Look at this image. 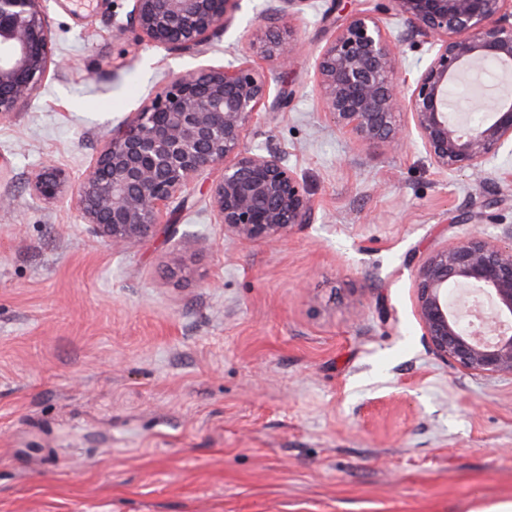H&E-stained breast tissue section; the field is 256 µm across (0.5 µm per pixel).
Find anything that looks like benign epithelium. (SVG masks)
Returning a JSON list of instances; mask_svg holds the SVG:
<instances>
[{
	"mask_svg": "<svg viewBox=\"0 0 512 512\" xmlns=\"http://www.w3.org/2000/svg\"><path fill=\"white\" fill-rule=\"evenodd\" d=\"M46 0H0V118L15 112L53 63ZM127 28L149 46L195 54L227 28L239 0H128ZM411 37L429 45L406 72L381 18L357 12L335 27L314 55L324 112L336 128L370 146L419 144L448 171H482L512 146V96L478 85L492 104L483 115L455 111L449 92L459 78L492 63L512 72V0H392ZM302 44L289 26L259 28L236 66L199 67L171 75L150 103L112 135L75 188L47 167L34 191L47 200L70 191L84 223L101 239L135 247L205 171L218 223L242 240L275 242L309 224L312 203L281 156L246 147L259 111L285 109L292 94L257 61H288ZM464 224H497L486 211ZM509 245L470 237L429 254L415 274L424 336L443 360L466 372L512 378V227Z\"/></svg>",
	"mask_w": 512,
	"mask_h": 512,
	"instance_id": "7a95c632",
	"label": "benign epithelium"
}]
</instances>
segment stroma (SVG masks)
Wrapping results in <instances>:
<instances>
[{"mask_svg": "<svg viewBox=\"0 0 512 512\" xmlns=\"http://www.w3.org/2000/svg\"><path fill=\"white\" fill-rule=\"evenodd\" d=\"M240 0L190 55L118 32L126 0H48L55 64L0 119V512H494L512 502V379L432 352L415 272L433 251L512 225V153L478 174L338 131L313 61H271L289 108L249 148L279 153L313 221L278 242L214 219L199 177L132 249L93 236L81 177L170 74L237 62L261 14L318 48L368 11L415 48L389 0ZM332 19H325V12ZM492 205L496 224H459ZM65 173L54 167H47L35 175L34 191L47 200L56 199L70 189Z\"/></svg>", "mask_w": 512, "mask_h": 512, "instance_id": "1", "label": "stroma"}]
</instances>
